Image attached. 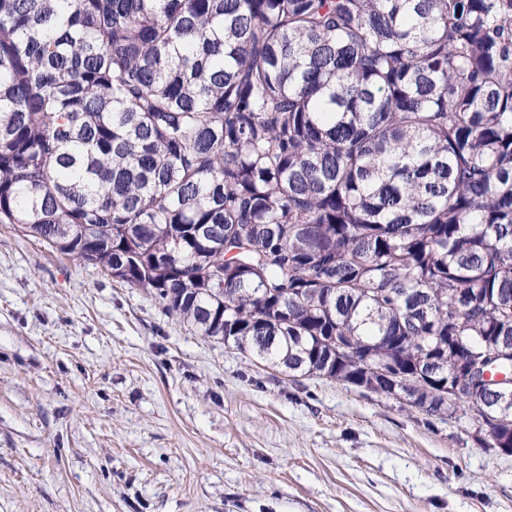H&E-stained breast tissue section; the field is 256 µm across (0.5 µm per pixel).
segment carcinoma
I'll list each match as a JSON object with an SVG mask.
<instances>
[{"mask_svg":"<svg viewBox=\"0 0 512 512\" xmlns=\"http://www.w3.org/2000/svg\"><path fill=\"white\" fill-rule=\"evenodd\" d=\"M0 224L294 380L492 407L449 385L512 375V0H0Z\"/></svg>","mask_w":512,"mask_h":512,"instance_id":"carcinoma-1","label":"carcinoma"}]
</instances>
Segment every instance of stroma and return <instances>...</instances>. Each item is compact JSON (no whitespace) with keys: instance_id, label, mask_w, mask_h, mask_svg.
<instances>
[{"instance_id":"35a3bbf8","label":"stroma","mask_w":512,"mask_h":512,"mask_svg":"<svg viewBox=\"0 0 512 512\" xmlns=\"http://www.w3.org/2000/svg\"><path fill=\"white\" fill-rule=\"evenodd\" d=\"M473 431L289 380L0 224V512H512Z\"/></svg>"}]
</instances>
